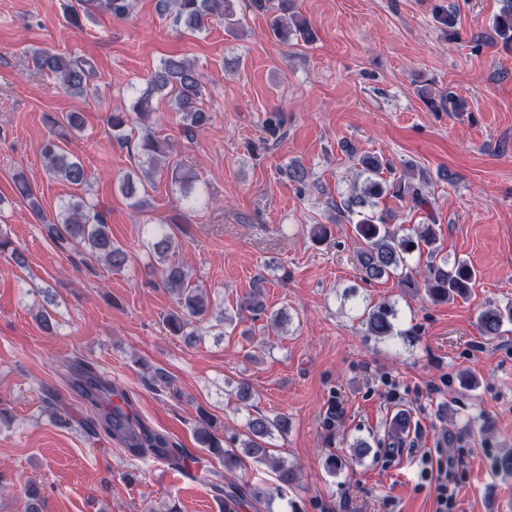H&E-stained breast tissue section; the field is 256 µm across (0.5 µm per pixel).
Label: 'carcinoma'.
Instances as JSON below:
<instances>
[{
	"label": "carcinoma",
	"instance_id": "obj_1",
	"mask_svg": "<svg viewBox=\"0 0 512 512\" xmlns=\"http://www.w3.org/2000/svg\"><path fill=\"white\" fill-rule=\"evenodd\" d=\"M252 4L270 13L269 29L276 41L285 42L291 35L306 42L315 40L308 23L294 11L292 0H252ZM132 6V0H76L65 7V18L74 26L99 10L123 18L129 15ZM159 7L162 14L171 17L175 26L191 31L202 30L207 20L215 16L224 20L229 29L239 24L235 0H159ZM494 27L503 42L512 48V0H502ZM29 59L34 71L55 77L69 93L84 98L97 95V73L88 60L45 49L32 50ZM163 92L173 95L174 111L180 115L186 136H194L210 123L212 116L203 106L205 85L200 75L190 64L170 57L151 75L131 109L111 112L107 124L116 140L124 139L127 128L133 123L146 128L147 132L139 142L145 183L152 184L154 175L161 168L170 169L172 185L180 192L187 208L192 209L205 202L202 195L194 193L197 175L173 159V146L168 140L148 131L155 114L154 97ZM46 121L54 133V138L47 140L42 148L46 172L74 186L88 185L87 168L81 161L69 159L59 145V140L67 138V131L82 130V117L77 113L61 117L48 115ZM358 163L369 177L361 188L353 189L335 207L358 217L354 229L363 242L357 255L361 279L368 282L394 277L401 287L415 293L422 290L435 303L465 297L476 280V270L465 260L456 259L450 264L448 258L440 256L435 225L420 224L413 233L401 235L389 227L385 216L374 210L377 200L384 196L407 198L421 208L427 206L429 201L422 188L403 176L379 177L382 170L389 168V163L377 155H363ZM120 191L132 200V207H146L147 199L139 197V189L132 180L123 182ZM170 228L168 222L155 224L150 232L154 256L162 263L164 284L176 293L179 307L178 312L166 317L165 324L171 335L191 342L195 338L191 326L206 315L208 303L203 289L189 286L186 264L176 257ZM51 231L60 241L84 246L89 255L104 260L114 271H121L128 265L129 254L112 240L105 212L81 199L61 205ZM415 254L426 256L424 267L411 265L410 259ZM396 319V310L386 303L363 312L366 334L378 338L394 335ZM506 323H512V304L502 308L492 305L481 312L479 330L484 336L496 337L501 335ZM69 371L72 386L95 411L94 417L87 422L93 434L101 432L118 441L135 457L154 455L166 460L174 469L182 468L187 449L134 421L121 407L112 405L109 402L112 387L95 365L77 361L70 364ZM246 427L245 439L240 441L238 448L224 447V430L209 419L195 430V438L201 448L222 460L225 472L234 473L246 458L264 461L276 473L279 490L288 489L296 481L297 471L276 457L272 444L268 443L276 434H288V416H252ZM215 490L223 512H237L245 503L255 508L270 501L266 490L252 483L219 482L215 484Z\"/></svg>",
	"mask_w": 512,
	"mask_h": 512
}]
</instances>
